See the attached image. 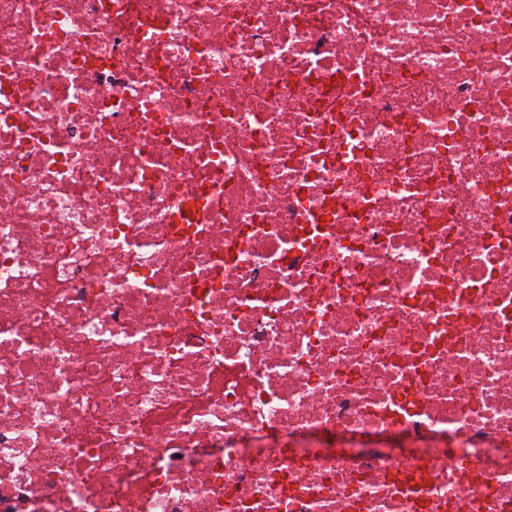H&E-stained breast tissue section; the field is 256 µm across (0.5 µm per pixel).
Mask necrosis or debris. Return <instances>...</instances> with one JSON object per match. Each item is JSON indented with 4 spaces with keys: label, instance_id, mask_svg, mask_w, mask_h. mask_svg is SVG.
<instances>
[{
    "label": "necrosis or debris",
    "instance_id": "necrosis-or-debris-1",
    "mask_svg": "<svg viewBox=\"0 0 512 512\" xmlns=\"http://www.w3.org/2000/svg\"><path fill=\"white\" fill-rule=\"evenodd\" d=\"M0 512H512V0H0Z\"/></svg>",
    "mask_w": 512,
    "mask_h": 512
}]
</instances>
